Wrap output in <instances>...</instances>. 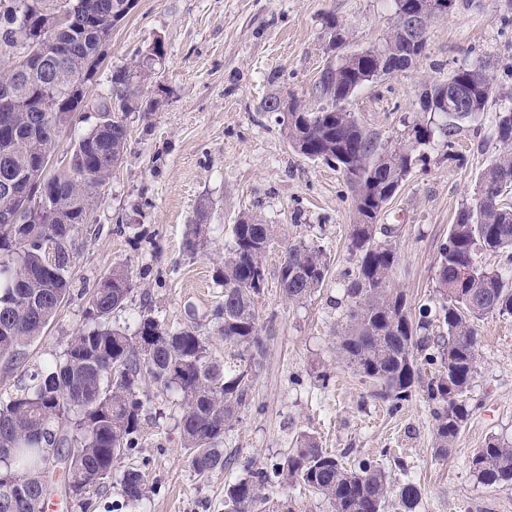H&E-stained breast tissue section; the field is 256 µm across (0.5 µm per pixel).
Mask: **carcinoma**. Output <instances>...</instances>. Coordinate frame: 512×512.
<instances>
[{"label": "carcinoma", "mask_w": 512, "mask_h": 512, "mask_svg": "<svg viewBox=\"0 0 512 512\" xmlns=\"http://www.w3.org/2000/svg\"><path fill=\"white\" fill-rule=\"evenodd\" d=\"M20 9H0V39L19 31L32 41L38 67L16 71L0 64V80L14 81L16 95L0 103V206L15 204L4 187L27 184L46 197L47 214L37 224L0 226V358L15 360L43 335L69 296L68 269L79 226L89 223L99 187L123 164L130 132L128 118L159 110L152 70L136 51L131 61L99 79L102 37L119 23L114 15L125 0H16ZM410 0H395L398 16L386 44L393 47L378 65L373 59L327 66L314 88L320 103L311 108L291 94L275 92L260 105L275 120L297 154L335 164L353 192L356 221L349 249L357 264L343 283L345 326L337 350L373 386L372 396L404 401L419 383L422 367L439 366L427 386L433 410L436 453H448L468 417L465 394L477 372L476 322L488 315H512V107L496 116L497 157L480 174L475 203L462 209L436 266V295L413 319L406 294L393 285L398 265L391 229L379 224L386 205L408 174L424 159L422 149L438 146L456 159L454 139L493 100L487 65H461L453 77L471 94L463 112L421 116L407 125L400 142L387 146L363 129L346 104L373 79L407 69L405 57L425 56L426 42L403 35L400 16ZM60 14L55 25L47 14ZM90 106L112 113L72 142L70 163L33 179L36 158L48 156ZM205 209L198 212L185 249L200 245ZM273 225L248 215L238 219L224 247L216 279L224 287V343L237 348L242 364L228 372L212 355L209 341L194 327L172 328L141 314L134 332L112 322L126 307L132 280L115 266L93 289L84 311L92 327L72 337L63 359L30 376L0 399V512H42L50 472L64 473L66 492L88 512L92 499L112 480L126 453L139 446L144 411L141 385L176 391L177 421L188 466L198 476L223 470L224 433L249 405L256 367L263 354L255 298L264 290L265 255L273 248ZM485 250L504 256L489 270L477 261ZM327 274L319 249L304 242L282 246L277 279L283 295L300 301L315 293ZM447 333L429 336L431 320ZM119 372L108 376L107 368ZM485 486L512 484V443L491 438L470 460ZM275 484L299 485L327 500L331 512H385L391 491L378 463L348 466L302 434L283 462L224 484V512H258L263 491ZM120 494L127 504L146 498L151 487L134 467L122 471ZM401 512H415L420 490L410 479L397 489Z\"/></svg>", "instance_id": "cac0c4a2"}]
</instances>
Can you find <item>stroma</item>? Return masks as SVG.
<instances>
[{"instance_id":"35a3bbf8","label":"stroma","mask_w":512,"mask_h":512,"mask_svg":"<svg viewBox=\"0 0 512 512\" xmlns=\"http://www.w3.org/2000/svg\"><path fill=\"white\" fill-rule=\"evenodd\" d=\"M330 17L344 36L343 49L366 50L383 43L395 3L138 0L112 32L107 70L164 38L169 94L157 112L131 117L127 157L75 238L71 296L23 359L0 358V398L63 355L85 324L87 292L117 265L133 283L126 308L114 315L117 324L134 328L146 310L174 328L198 327L225 366L238 365L218 332L224 290L215 274L240 216H260L278 239L320 249L329 270L314 295L291 302L276 278L280 250L268 253V284L256 300L264 354L250 404L224 436L230 465L198 478L180 445L177 394L144 386L140 445L118 467L140 468L154 490L127 505L108 487L95 512H224L225 481L279 462L303 434L346 463H379L391 484L412 479L421 492L416 512H512V485L478 483L469 467L489 438L512 442V316L490 315L477 324L471 413L445 457L435 453L433 404L422 387L391 407L372 397L371 384L337 354L347 304L342 284L354 266L352 193L335 166L295 153L274 116L259 109L274 91L311 103L322 70L343 50L332 46ZM478 63L490 66L496 98L458 135L457 160L430 150L381 216L398 251L394 281L414 311L435 296L440 248L459 212L472 205L479 174L499 153L495 117L512 107V0H470L435 19L425 57L362 87L348 103L359 124L390 146L418 116L425 82ZM201 210L206 228L191 255L184 243ZM267 495L265 512H331L322 496L299 486H275Z\"/></svg>"}]
</instances>
